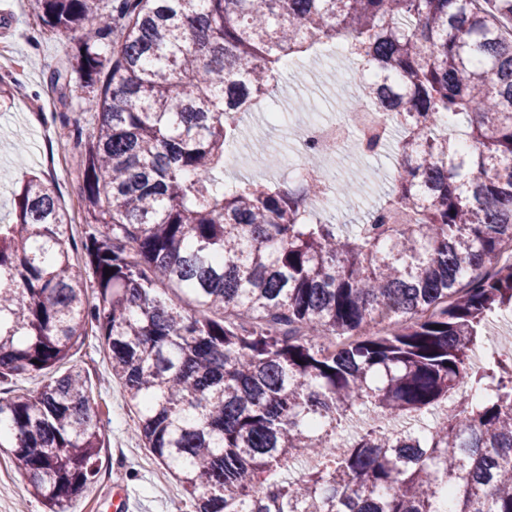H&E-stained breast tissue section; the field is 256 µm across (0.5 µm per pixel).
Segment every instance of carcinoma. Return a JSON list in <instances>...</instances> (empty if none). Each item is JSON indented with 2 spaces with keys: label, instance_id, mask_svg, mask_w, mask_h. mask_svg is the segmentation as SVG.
<instances>
[{
  "label": "carcinoma",
  "instance_id": "cac0c4a2",
  "mask_svg": "<svg viewBox=\"0 0 512 512\" xmlns=\"http://www.w3.org/2000/svg\"><path fill=\"white\" fill-rule=\"evenodd\" d=\"M31 7L75 46L50 84L79 81L98 124L91 277L41 178L0 224V382L48 375L0 396L30 494L67 512L99 474L87 380L52 375L92 332L193 512H512V354L487 332L512 315V0ZM328 44L357 64L344 110L391 113L366 156L398 161L350 226L305 181L215 175L282 65Z\"/></svg>",
  "mask_w": 512,
  "mask_h": 512
}]
</instances>
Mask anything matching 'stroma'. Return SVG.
<instances>
[{
  "label": "stroma",
  "instance_id": "obj_1",
  "mask_svg": "<svg viewBox=\"0 0 512 512\" xmlns=\"http://www.w3.org/2000/svg\"><path fill=\"white\" fill-rule=\"evenodd\" d=\"M73 51L65 37L45 32L28 0H0V221L14 220L13 192L32 176L47 178L58 190L59 205L73 232L85 222L79 169L82 149L78 135H89L95 124L80 110L85 95L78 83L52 88L53 71L63 68ZM346 54L330 51L289 65L269 109L311 113L316 119H338L339 102L348 89L339 74L353 69ZM272 144L275 155L291 153L293 142L284 127H260L247 118L241 127L238 158L225 167V182L240 175L261 177L249 147L255 141ZM394 157L368 158L342 149L336 155L340 178L359 187L354 207L374 205L387 188ZM72 361L86 373L100 418L109 437L100 454L96 481L73 499L68 512H110L115 497L128 494L145 512H191L182 488L164 472L135 436L136 417L122 385L112 376L107 353L87 337ZM0 512H44L29 492L6 453L0 452Z\"/></svg>",
  "mask_w": 512,
  "mask_h": 512
}]
</instances>
